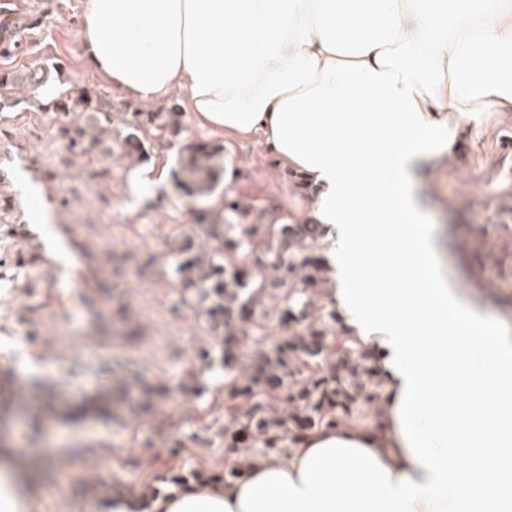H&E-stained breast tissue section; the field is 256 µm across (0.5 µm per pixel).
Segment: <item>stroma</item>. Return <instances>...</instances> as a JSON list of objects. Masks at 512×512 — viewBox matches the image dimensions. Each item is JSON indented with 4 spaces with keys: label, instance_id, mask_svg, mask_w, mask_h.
<instances>
[{
    "label": "stroma",
    "instance_id": "obj_1",
    "mask_svg": "<svg viewBox=\"0 0 512 512\" xmlns=\"http://www.w3.org/2000/svg\"><path fill=\"white\" fill-rule=\"evenodd\" d=\"M41 39L24 52L0 55V73L58 66L77 87L111 99L112 124L102 137L112 150H86L73 130L77 113L30 109L28 103L0 112V142L20 139L42 153L63 184L62 203L112 271L109 311L121 327L108 354L75 347L55 353L50 329L26 328L25 291L10 288V266L0 259V385L21 386L0 394V444L9 443L37 463L30 512H108L102 500L115 492H166L177 476H223L244 454L263 456L253 443L233 445L248 420L251 400L228 385L253 358L301 331L305 318L280 326L282 298L264 297L249 321L232 324L234 359L222 357V338L199 302L186 301L175 252L182 238L203 240L204 225L174 178L138 199L132 171L173 170L182 145L197 141L223 149L220 189L240 204L231 237L248 224L302 220L312 190L257 142L200 128L185 99L171 95L151 104L178 115L177 131H148L141 157L123 150L126 114L141 104L112 88L84 65L76 27L81 0H39ZM512 113L486 110L460 127V152L441 168L424 194L429 223L443 243V259L458 288L503 327H512V209L485 203L481 169L494 167V147ZM372 363L374 352L344 333L327 337L319 356L293 366L303 387L345 358Z\"/></svg>",
    "mask_w": 512,
    "mask_h": 512
}]
</instances>
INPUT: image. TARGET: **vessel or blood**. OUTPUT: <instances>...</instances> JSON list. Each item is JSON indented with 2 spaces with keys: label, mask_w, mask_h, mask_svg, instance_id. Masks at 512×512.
<instances>
[{
  "label": "vessel or blood",
  "mask_w": 512,
  "mask_h": 512,
  "mask_svg": "<svg viewBox=\"0 0 512 512\" xmlns=\"http://www.w3.org/2000/svg\"><path fill=\"white\" fill-rule=\"evenodd\" d=\"M37 18L29 0H0V47L23 49L25 32ZM496 196L512 193V137L499 147ZM62 186L41 157L24 146L0 147V213L12 215L8 235L18 243L15 262L24 278H40L42 301H30L29 322L44 321L45 303H57L53 340L58 353L73 344L90 352H111L112 318L106 296L112 274L61 203Z\"/></svg>",
  "instance_id": "vessel-or-blood-1"
}]
</instances>
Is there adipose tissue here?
Here are the masks:
<instances>
[{"label": "adipose tissue", "mask_w": 512, "mask_h": 512, "mask_svg": "<svg viewBox=\"0 0 512 512\" xmlns=\"http://www.w3.org/2000/svg\"><path fill=\"white\" fill-rule=\"evenodd\" d=\"M77 37L112 87L182 90L199 125L261 136L315 193L351 338L385 350L386 429L317 430L244 481L112 512H512V333L466 300L419 191L456 122L512 112V0H84ZM33 467L0 448V512Z\"/></svg>", "instance_id": "1"}]
</instances>
